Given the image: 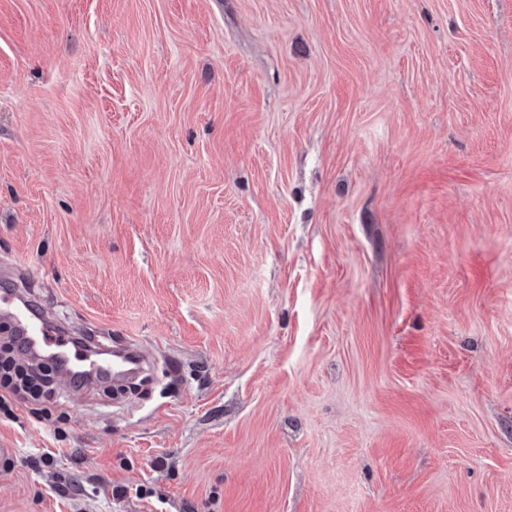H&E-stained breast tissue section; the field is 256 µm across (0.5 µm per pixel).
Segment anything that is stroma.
<instances>
[{
	"mask_svg": "<svg viewBox=\"0 0 512 512\" xmlns=\"http://www.w3.org/2000/svg\"><path fill=\"white\" fill-rule=\"evenodd\" d=\"M18 270L0 512H512V0H0ZM20 298L29 303L37 315ZM0 319L11 326L14 335L0 345V411L3 409L7 415L13 414V405L38 404L50 401L54 395L49 369L43 365H24L16 360L15 353L24 350L15 336L20 337L28 351L49 350L56 358L61 374L71 382L78 378L72 372L76 365L90 379L104 370L111 372L113 378H126L147 362L136 347L121 339L118 344L123 353L116 355L120 360L104 368L98 361L85 356L90 348L72 343V336H53L47 313L36 309L16 288H1ZM129 365L135 367L127 368Z\"/></svg>",
	"mask_w": 512,
	"mask_h": 512,
	"instance_id": "stroma-1",
	"label": "stroma"
}]
</instances>
